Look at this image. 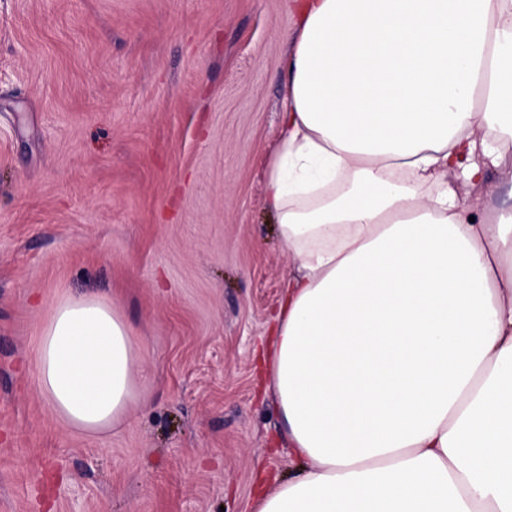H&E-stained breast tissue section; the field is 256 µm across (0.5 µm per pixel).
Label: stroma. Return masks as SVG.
Here are the masks:
<instances>
[{"label":"stroma","instance_id":"1","mask_svg":"<svg viewBox=\"0 0 512 512\" xmlns=\"http://www.w3.org/2000/svg\"><path fill=\"white\" fill-rule=\"evenodd\" d=\"M293 25V0H0V512H253L259 473L292 476L257 349ZM79 295L148 351L98 436L34 374Z\"/></svg>","mask_w":512,"mask_h":512}]
</instances>
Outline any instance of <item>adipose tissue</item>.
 <instances>
[{
	"label": "adipose tissue",
	"mask_w": 512,
	"mask_h": 512,
	"mask_svg": "<svg viewBox=\"0 0 512 512\" xmlns=\"http://www.w3.org/2000/svg\"><path fill=\"white\" fill-rule=\"evenodd\" d=\"M267 180L292 271L270 387L298 473L255 512H512V0H295ZM145 351L58 302L34 373L61 423L122 419Z\"/></svg>",
	"instance_id": "ef3b65f1"
}]
</instances>
